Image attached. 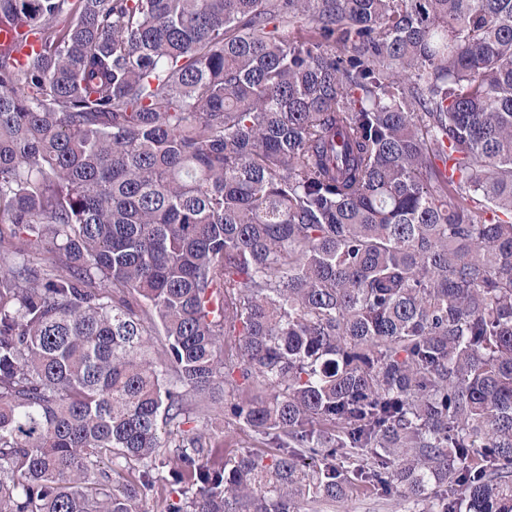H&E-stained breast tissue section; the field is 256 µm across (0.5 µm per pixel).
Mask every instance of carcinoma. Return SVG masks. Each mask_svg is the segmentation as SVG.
I'll list each match as a JSON object with an SVG mask.
<instances>
[{
    "label": "carcinoma",
    "mask_w": 512,
    "mask_h": 512,
    "mask_svg": "<svg viewBox=\"0 0 512 512\" xmlns=\"http://www.w3.org/2000/svg\"><path fill=\"white\" fill-rule=\"evenodd\" d=\"M4 28L0 512H512V0ZM223 434H220L224 457L232 456L243 450L261 448L255 440L253 433L244 425L233 420L224 419ZM358 458L352 457L343 464V470L348 480L345 484V494L336 502L314 501L303 506L301 512H408L409 509L419 507L409 504L404 498L393 491L390 495L382 496L366 485L354 479L353 472L360 463Z\"/></svg>",
    "instance_id": "carcinoma-1"
}]
</instances>
